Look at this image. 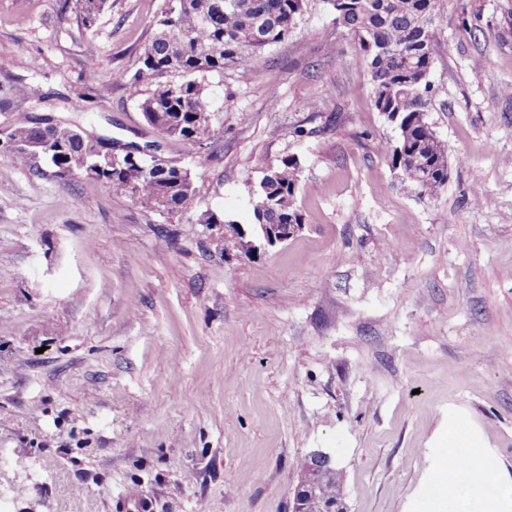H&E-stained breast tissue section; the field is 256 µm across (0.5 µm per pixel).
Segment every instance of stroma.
Listing matches in <instances>:
<instances>
[{"mask_svg": "<svg viewBox=\"0 0 512 512\" xmlns=\"http://www.w3.org/2000/svg\"><path fill=\"white\" fill-rule=\"evenodd\" d=\"M59 4L0 0V135L50 115L144 144L131 78L165 0H108L90 31ZM443 11L428 118L450 177L432 201L398 182L324 0L206 75L211 140L160 137L195 180L181 210L0 155V512H292L314 451L348 512H448L452 495L493 512L438 450L462 422L473 469L512 480V0ZM286 159L304 216L288 241L247 256L201 223H249Z\"/></svg>", "mask_w": 512, "mask_h": 512, "instance_id": "1", "label": "stroma"}]
</instances>
